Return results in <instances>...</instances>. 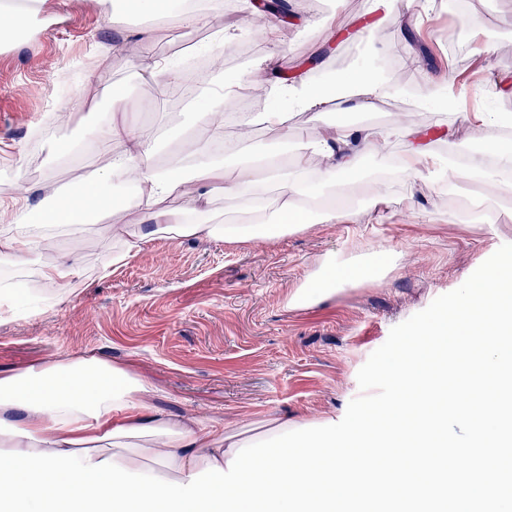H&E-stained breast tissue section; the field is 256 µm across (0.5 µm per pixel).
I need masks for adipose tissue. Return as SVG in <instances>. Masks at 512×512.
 Here are the masks:
<instances>
[{
  "label": "adipose tissue",
  "instance_id": "obj_1",
  "mask_svg": "<svg viewBox=\"0 0 512 512\" xmlns=\"http://www.w3.org/2000/svg\"><path fill=\"white\" fill-rule=\"evenodd\" d=\"M394 48L400 52L403 65L420 82L418 92H409L406 86L392 82L369 66L337 77L330 91L299 77L275 81L270 92L287 97L296 111L316 114L331 106L359 110L381 98L405 95L412 96V109L416 112L444 101L463 110L479 150L470 153L464 164L441 157L431 149L417 126L405 122L380 130L340 125L318 132L310 139L306 151L298 154L294 174L289 178L270 169L263 180H256L253 159L239 161L231 181L232 189L239 194L253 196L263 190L265 182H280L283 232L305 230L308 222L301 216L305 201L322 196L325 187L342 184L345 176L360 169L366 153L382 150L393 138L409 144L398 168L402 178L427 179L437 185L467 182L492 188L498 195L512 193V183L498 177L500 169L512 167V145L486 136L490 128L511 126L512 114L464 111L463 89L423 66L409 34H401ZM98 145L103 158L99 180L108 182L120 174L135 175L137 203L146 210L151 222L149 231L134 234L125 232L123 225H116V232L122 233L124 239L121 248L112 254L113 263L139 254L148 235L158 232L173 239L221 240L238 248L259 240L260 225L208 222L209 194L215 179L224 173L223 155L213 153L209 146L196 149V164L176 160L158 168L154 156L160 142L152 134L136 135L126 126L113 123L102 133ZM37 193V188L26 187L10 196L8 207L14 221L0 226V259L36 261L41 278L62 287L80 276V261L60 257L34 259L28 221L35 217L46 224L82 223L85 212L96 208L99 196L90 193L78 205L57 197L45 209L37 203ZM169 198L188 201L193 220H183L162 208V201ZM373 278L366 265L329 262L318 272L312 292L298 291L289 305L298 308L307 299L330 297L333 287ZM148 392L147 382L129 369L96 358L58 362L0 376V449L29 453H66L77 449L89 465L110 458L128 470L185 484L190 475L206 467L226 466L241 445L271 438L292 427L285 420H267L255 437L228 425L209 427L194 419L163 414L154 407Z\"/></svg>",
  "mask_w": 512,
  "mask_h": 512
}]
</instances>
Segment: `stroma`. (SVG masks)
I'll return each mask as SVG.
<instances>
[{
  "label": "stroma",
  "mask_w": 512,
  "mask_h": 512,
  "mask_svg": "<svg viewBox=\"0 0 512 512\" xmlns=\"http://www.w3.org/2000/svg\"><path fill=\"white\" fill-rule=\"evenodd\" d=\"M113 0H46L26 36L0 40V190L35 185L47 194L74 196L99 183L97 154L72 160L71 147L93 141L106 126L111 97L129 93L140 108L131 126L165 120L166 145L200 128L196 115L215 104L211 87L180 111L159 117L141 82L146 55L178 35L207 57L221 59L229 90L258 74L257 57H241L255 28L250 13L230 8L190 23L115 12ZM370 0H288V42L277 51L279 72L316 80L368 63L386 68L394 20L417 27L419 44L434 48L437 34L456 26L445 5L424 10L422 0H393L382 32H372ZM487 17L466 43L445 45L452 59L477 60L483 82L467 86L478 107L512 113V96L497 95L489 80L512 76V0H477ZM149 30L142 38L140 30ZM121 47L118 60L100 56L102 44ZM103 73L98 85L84 68ZM425 127L442 156L468 154L472 140L455 110L432 109ZM316 124L291 112L287 129L260 126L224 137L251 157L305 147ZM423 210L411 217L404 196ZM351 218L309 227L246 250L223 242L174 241L158 235L122 265L112 263L116 224L145 226L143 211L128 205L102 210L73 228H54L37 239L36 252L52 250L82 260L80 278L64 288L40 282L33 314L0 325V375L71 358L98 357L131 367L150 387L156 407L171 416L236 425L273 417L320 422L342 419L359 395L357 374L392 327L460 287L503 244L512 243V197L479 201L468 184L433 189L420 181L393 182L383 200L351 198ZM493 222H484V214ZM379 251L397 253L382 280L346 287L302 308L293 293L310 285L327 260Z\"/></svg>",
  "instance_id": "obj_1"
}]
</instances>
